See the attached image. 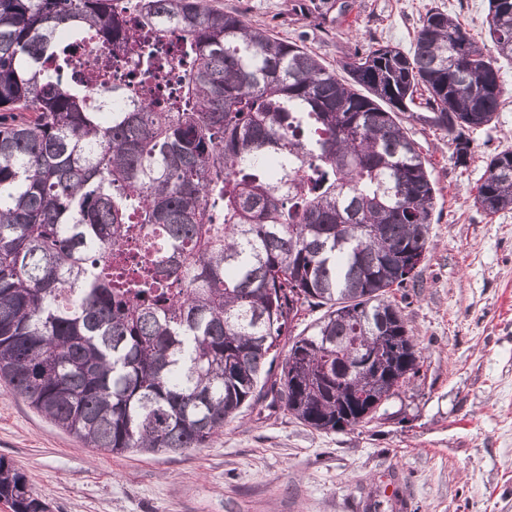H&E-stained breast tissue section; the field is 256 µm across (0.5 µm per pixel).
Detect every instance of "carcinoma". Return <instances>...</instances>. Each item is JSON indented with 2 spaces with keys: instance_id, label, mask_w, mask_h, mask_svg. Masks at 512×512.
Returning <instances> with one entry per match:
<instances>
[{
  "instance_id": "carcinoma-1",
  "label": "carcinoma",
  "mask_w": 512,
  "mask_h": 512,
  "mask_svg": "<svg viewBox=\"0 0 512 512\" xmlns=\"http://www.w3.org/2000/svg\"><path fill=\"white\" fill-rule=\"evenodd\" d=\"M486 25L490 48L431 12L409 50L371 44L340 77L204 0H0V377L112 454L200 448L269 395L323 432L381 417L421 371L392 293L435 208L403 120L467 164L512 0ZM474 206L512 209V150ZM307 308L325 312L292 335ZM0 501L47 512L2 457Z\"/></svg>"
}]
</instances>
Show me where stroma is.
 Returning a JSON list of instances; mask_svg holds the SVG:
<instances>
[{
    "mask_svg": "<svg viewBox=\"0 0 512 512\" xmlns=\"http://www.w3.org/2000/svg\"><path fill=\"white\" fill-rule=\"evenodd\" d=\"M328 68L371 44L410 48L441 10L475 40L488 0H207ZM489 126L465 165L443 134L408 122L433 166L432 249L401 301L423 352L419 376L380 419L321 432L263 402L182 454L87 447L0 381V457L49 512H512V210L473 199L490 154L512 149V62Z\"/></svg>",
    "mask_w": 512,
    "mask_h": 512,
    "instance_id": "1",
    "label": "stroma"
}]
</instances>
